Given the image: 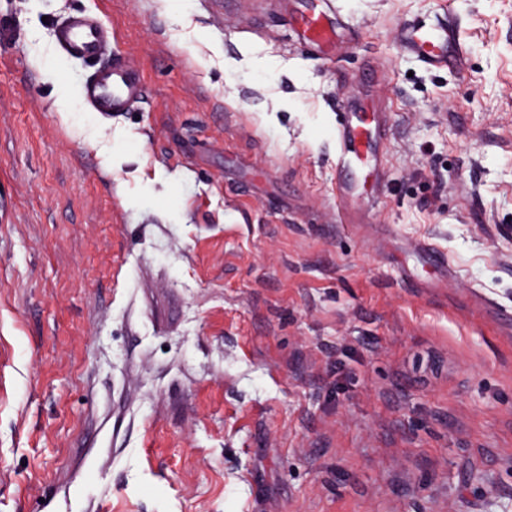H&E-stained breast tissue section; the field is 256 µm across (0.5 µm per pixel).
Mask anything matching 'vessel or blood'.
<instances>
[{"mask_svg":"<svg viewBox=\"0 0 512 512\" xmlns=\"http://www.w3.org/2000/svg\"><path fill=\"white\" fill-rule=\"evenodd\" d=\"M298 37L323 49L334 43L338 22L317 4H310L295 20ZM55 44L63 56L88 64L92 72L80 88L86 105L103 116L129 111L145 97L139 71L121 54L111 53L113 34L97 15L76 11L54 29ZM398 41L405 52L431 67L460 70L464 52L459 27L453 19L434 26L403 24ZM377 129L363 123L342 125L336 133V159L340 168L369 169L375 159Z\"/></svg>","mask_w":512,"mask_h":512,"instance_id":"1","label":"vessel or blood"}]
</instances>
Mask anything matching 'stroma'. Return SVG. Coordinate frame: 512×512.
Wrapping results in <instances>:
<instances>
[{
    "label": "stroma",
    "instance_id": "stroma-1",
    "mask_svg": "<svg viewBox=\"0 0 512 512\" xmlns=\"http://www.w3.org/2000/svg\"><path fill=\"white\" fill-rule=\"evenodd\" d=\"M298 3L0 0V512H512V0H329L327 58ZM73 11L130 111L61 100ZM447 13L460 72L397 43ZM298 37L305 43L324 49L334 43L338 22L322 7L310 4L295 19ZM54 37L60 54L93 68L80 88V96L93 112L112 117V112H127L142 102L145 85L139 71L125 57L114 52L111 62L98 66L114 36L97 15L70 13L56 25ZM379 136L376 128L362 122L342 125L336 133V159L340 169L358 168L370 172Z\"/></svg>",
    "mask_w": 512,
    "mask_h": 512
}]
</instances>
